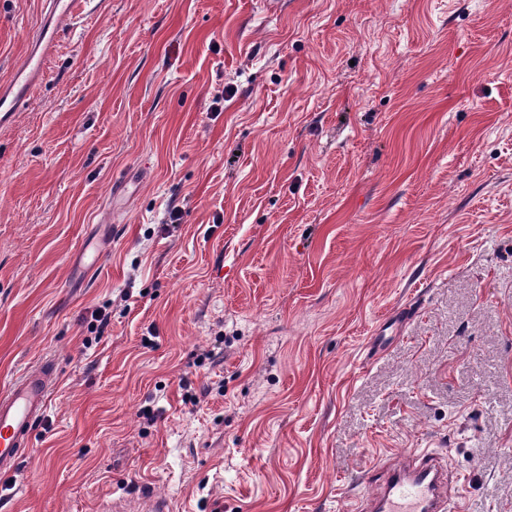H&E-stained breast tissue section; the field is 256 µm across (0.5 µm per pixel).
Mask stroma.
<instances>
[{"label": "stroma", "instance_id": "obj_1", "mask_svg": "<svg viewBox=\"0 0 512 512\" xmlns=\"http://www.w3.org/2000/svg\"><path fill=\"white\" fill-rule=\"evenodd\" d=\"M50 358L0 512H350L422 450L512 512V0L89 6L0 127V391ZM104 512H164L167 511L164 503L158 500H152L145 503V505L136 506L126 500L112 499V501L105 502L102 506Z\"/></svg>", "mask_w": 512, "mask_h": 512}]
</instances>
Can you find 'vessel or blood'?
<instances>
[{
    "label": "vessel or blood",
    "mask_w": 512,
    "mask_h": 512,
    "mask_svg": "<svg viewBox=\"0 0 512 512\" xmlns=\"http://www.w3.org/2000/svg\"><path fill=\"white\" fill-rule=\"evenodd\" d=\"M80 0H44L43 17L29 38L24 61L9 81L0 84V124L27 108L34 88L53 55L61 31L76 18ZM53 362H42L0 391V481L13 476L29 446L35 426L47 411L53 381ZM368 490L353 506L354 512H448V470L436 458L424 455L414 462L375 465L368 470ZM103 512H165L152 500L137 506L115 499Z\"/></svg>",
    "instance_id": "1"
}]
</instances>
